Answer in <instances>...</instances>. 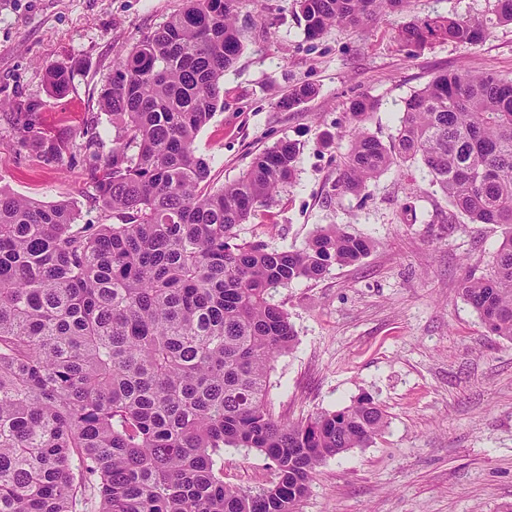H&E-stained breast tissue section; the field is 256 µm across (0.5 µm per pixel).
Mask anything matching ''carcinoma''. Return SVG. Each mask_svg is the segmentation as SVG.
<instances>
[{
	"instance_id": "cac0c4a2",
	"label": "carcinoma",
	"mask_w": 512,
	"mask_h": 512,
	"mask_svg": "<svg viewBox=\"0 0 512 512\" xmlns=\"http://www.w3.org/2000/svg\"><path fill=\"white\" fill-rule=\"evenodd\" d=\"M186 2L101 89L115 129L108 153L93 125L76 137L20 131L19 145L39 144L47 162L61 164L79 147L114 223L80 226L70 204L0 186V512H81L84 484L98 512H298L321 464L385 427L367 395L296 422L272 411L270 371L295 341L274 293L360 261L370 242L336 224L295 250L240 236L293 182L299 149L281 142L233 182L212 185L194 143L257 23L240 19L245 0ZM408 2L297 6L314 39ZM508 24L512 0H491L480 19L437 15L396 34L411 55L430 40L477 46ZM47 82L65 95L69 67L49 69ZM314 95L301 84L277 105ZM377 106L352 100L333 191L359 194L392 167H415L450 206L436 217L500 225L492 271L465 278L461 295L491 334L512 343V79L433 76L405 100L386 144L366 126ZM226 447L264 454L274 481L254 490L225 484L217 459Z\"/></svg>"
}]
</instances>
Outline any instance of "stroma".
<instances>
[{"mask_svg":"<svg viewBox=\"0 0 512 512\" xmlns=\"http://www.w3.org/2000/svg\"><path fill=\"white\" fill-rule=\"evenodd\" d=\"M185 0H0V185L44 202L74 205L82 224H107L83 158L57 165L19 146L32 124L47 136L95 123L102 151L112 118L102 87L144 35ZM260 24L224 76V105L198 133L214 186L236 180L252 158L283 141L300 148L295 181L259 209L240 235L276 249H298L317 227L338 224L372 243L361 262L300 280L275 299L296 342L270 373L276 415L295 420L334 411L367 394L387 414L368 447L328 459L299 512H501L512 503V343L488 332L463 300L466 276L488 273L500 230L462 219L441 223L439 195H407L397 169L362 195L336 196L339 132L352 99L378 100L368 127L389 141L404 102L431 77L464 69L512 77V25L491 29L472 48L436 41L407 55L396 25L428 16L477 18L488 0H411L406 11L358 29L307 38L295 0H247ZM71 68L65 96L47 93L46 72ZM308 83L296 108L280 97ZM20 101L41 103L20 112ZM226 484L255 489L273 478L257 451L225 449Z\"/></svg>","mask_w":512,"mask_h":512,"instance_id":"35a3bbf8","label":"stroma"}]
</instances>
